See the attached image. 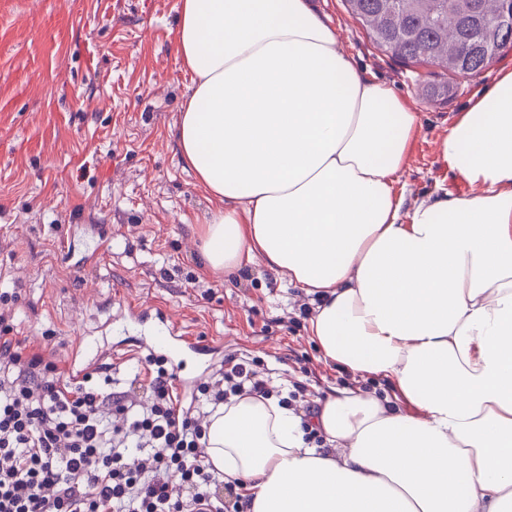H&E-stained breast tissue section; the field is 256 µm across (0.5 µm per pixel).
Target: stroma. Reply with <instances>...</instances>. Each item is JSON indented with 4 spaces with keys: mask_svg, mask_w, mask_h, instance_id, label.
Wrapping results in <instances>:
<instances>
[{
    "mask_svg": "<svg viewBox=\"0 0 512 512\" xmlns=\"http://www.w3.org/2000/svg\"><path fill=\"white\" fill-rule=\"evenodd\" d=\"M178 0H0V293L13 333L66 366L89 347L129 387L153 322L127 304L165 312L203 344L185 353L184 401L224 359L254 360L274 396L294 383L308 404L353 383L392 395L388 380L354 379L327 362L309 332L301 288L255 263L233 278L204 273L195 228L217 200L184 167L174 129L191 77L180 63ZM363 74L392 87L421 116L400 177L408 199L469 185L438 143L453 121L512 68V50L459 82L448 101L418 88L436 68L378 50L343 0H314ZM109 236L93 250L90 225Z\"/></svg>",
    "mask_w": 512,
    "mask_h": 512,
    "instance_id": "stroma-1",
    "label": "stroma"
}]
</instances>
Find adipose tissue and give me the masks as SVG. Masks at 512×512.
<instances>
[{
  "label": "adipose tissue",
  "mask_w": 512,
  "mask_h": 512,
  "mask_svg": "<svg viewBox=\"0 0 512 512\" xmlns=\"http://www.w3.org/2000/svg\"><path fill=\"white\" fill-rule=\"evenodd\" d=\"M192 76L179 155L216 200L207 271L255 262L313 304L325 359L391 381L335 389L312 424L243 395L207 453L250 512H512V69L438 144L470 193L407 201L421 117L372 81L312 0H179Z\"/></svg>",
  "instance_id": "1"
}]
</instances>
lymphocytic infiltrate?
<instances>
[{
	"mask_svg": "<svg viewBox=\"0 0 512 512\" xmlns=\"http://www.w3.org/2000/svg\"><path fill=\"white\" fill-rule=\"evenodd\" d=\"M12 331L0 314V512H248V496L208 463L207 424L162 357L144 359L141 407L111 373L69 377ZM198 392L214 407L270 394L252 362L234 358Z\"/></svg>",
	"mask_w": 512,
	"mask_h": 512,
	"instance_id": "1",
	"label": "lymphocytic infiltrate"
}]
</instances>
